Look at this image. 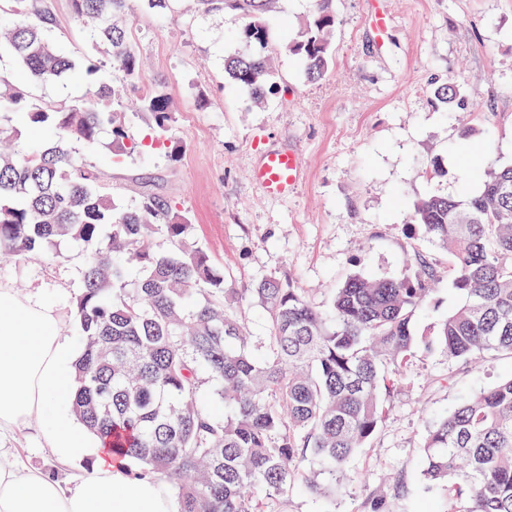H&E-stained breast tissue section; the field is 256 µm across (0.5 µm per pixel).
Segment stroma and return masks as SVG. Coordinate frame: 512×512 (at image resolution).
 Listing matches in <instances>:
<instances>
[{
    "label": "stroma",
    "instance_id": "35a3bbf8",
    "mask_svg": "<svg viewBox=\"0 0 512 512\" xmlns=\"http://www.w3.org/2000/svg\"><path fill=\"white\" fill-rule=\"evenodd\" d=\"M47 2L55 19L49 37L75 59V69L45 88L1 51L0 74L38 97L90 96L86 63L96 53L73 22L69 0ZM335 8L333 62L310 82L288 45L312 0H274L266 22L276 91L258 104L224 74L225 56L242 49L240 14L228 9L191 22L142 12L140 0H130L143 68L124 89L123 109L133 115L138 148L120 165L105 144L80 150L115 200L155 194L189 213L195 240L235 287L289 276L320 305L352 274L410 275L412 249L423 242L408 225L413 202L477 189L476 172L512 163V0H335ZM448 81L460 87L465 109L446 111L435 95ZM158 85L177 110L183 152L174 163L149 147V122L133 114L139 95ZM283 148L297 152L300 179L288 197L273 199L250 173L264 152ZM435 161L445 176H430ZM0 286L21 297L39 293L58 310L65 337L77 341L78 249L26 260L0 254ZM511 376L505 356L473 366L437 350L417 358L388 397L376 435L351 460L336 512H368V502L380 498L394 512H442L443 500L426 494L419 479L428 426L464 397ZM0 446L65 487L83 470L43 448L34 422Z\"/></svg>",
    "mask_w": 512,
    "mask_h": 512
}]
</instances>
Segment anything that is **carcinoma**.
<instances>
[{"instance_id": "carcinoma-1", "label": "carcinoma", "mask_w": 512, "mask_h": 512, "mask_svg": "<svg viewBox=\"0 0 512 512\" xmlns=\"http://www.w3.org/2000/svg\"><path fill=\"white\" fill-rule=\"evenodd\" d=\"M8 2L0 49L35 84L64 79L75 61L47 35L50 7ZM128 2L70 0L74 22L89 26L126 84L141 72ZM191 2L184 11L192 17L232 9L247 18L237 39L248 51L226 57L224 73L264 100L274 90L265 23L272 0ZM333 2L313 0L312 19L289 45L309 81L333 61ZM88 70L101 74L88 99L47 101L0 83V138L13 142L0 154V252L37 258L63 242L84 247L71 411L111 454L168 478L177 512H288L297 488L325 497L385 419L381 392L416 357L436 348L465 363L512 357V164L488 169L474 193L412 205L409 224L448 256V287L458 298L431 339L418 334L416 319L430 306L440 266L424 252H414L411 277H348L324 309L285 276L229 287L192 237L189 215L164 198L117 202L97 167L74 158L77 144H95L103 133L120 152L130 139L112 75L101 61ZM140 111L152 120L151 144L178 161L168 95L141 96ZM18 123L46 128L53 142L29 147ZM160 232L170 242L165 251L148 246ZM246 304L264 314L256 341L239 319ZM306 460L317 470L301 472ZM420 467L445 512H512V377L435 423Z\"/></svg>"}]
</instances>
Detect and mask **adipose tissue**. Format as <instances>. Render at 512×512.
Masks as SVG:
<instances>
[{"label": "adipose tissue", "instance_id": "obj_1", "mask_svg": "<svg viewBox=\"0 0 512 512\" xmlns=\"http://www.w3.org/2000/svg\"><path fill=\"white\" fill-rule=\"evenodd\" d=\"M77 357L55 309L0 286V433L39 422L45 447L86 465L65 489L39 469L0 457V512H175L156 480L114 469L101 441L69 418Z\"/></svg>", "mask_w": 512, "mask_h": 512}]
</instances>
